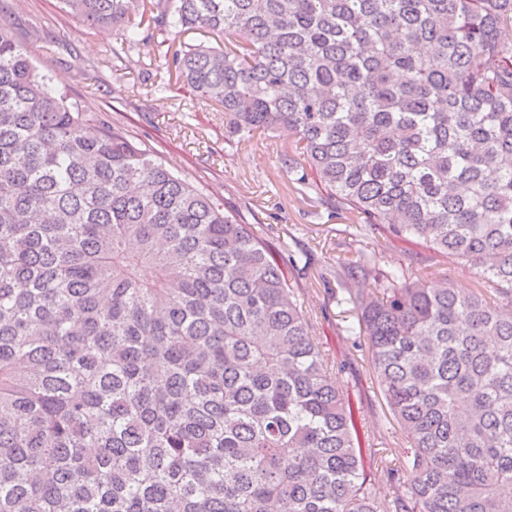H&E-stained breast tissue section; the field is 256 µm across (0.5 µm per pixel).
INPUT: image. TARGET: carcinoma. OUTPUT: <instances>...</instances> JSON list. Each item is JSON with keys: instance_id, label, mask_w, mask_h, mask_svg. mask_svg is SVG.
<instances>
[{"instance_id": "cac0c4a2", "label": "carcinoma", "mask_w": 512, "mask_h": 512, "mask_svg": "<svg viewBox=\"0 0 512 512\" xmlns=\"http://www.w3.org/2000/svg\"><path fill=\"white\" fill-rule=\"evenodd\" d=\"M133 47L141 0H61ZM224 142L457 261L336 282L409 448L394 512H512V0H158ZM465 186L466 192L458 191ZM360 411L238 214L51 86L0 0V512H377ZM426 264L430 265V267L427 268H431L428 270V273L435 272L427 279L430 285L442 286L447 284L448 287L465 291L480 288L478 279L460 264L453 262L444 263L441 266H436L432 264V262Z\"/></svg>"}]
</instances>
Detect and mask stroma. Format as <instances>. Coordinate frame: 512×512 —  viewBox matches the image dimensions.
I'll return each mask as SVG.
<instances>
[{
	"label": "stroma",
	"instance_id": "1",
	"mask_svg": "<svg viewBox=\"0 0 512 512\" xmlns=\"http://www.w3.org/2000/svg\"><path fill=\"white\" fill-rule=\"evenodd\" d=\"M7 3L13 34L58 89L150 149L175 175L223 200L278 252L330 376L360 408L361 434L372 450L367 480L381 512H391L393 495L378 455L405 442L373 377L368 348L354 334L357 319L339 302L336 268L366 252L393 270L408 261L402 247L377 235L357 236L351 217L303 192L277 161L288 146L284 139L225 144L222 109L185 97L175 74L163 68L162 34L130 48L115 30L81 24L59 0Z\"/></svg>",
	"mask_w": 512,
	"mask_h": 512
}]
</instances>
